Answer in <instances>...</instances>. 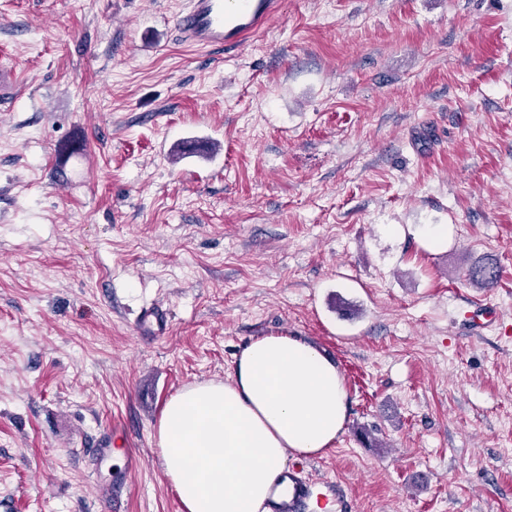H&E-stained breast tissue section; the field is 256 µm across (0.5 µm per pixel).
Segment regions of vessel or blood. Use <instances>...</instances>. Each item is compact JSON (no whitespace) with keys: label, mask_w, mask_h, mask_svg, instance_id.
Masks as SVG:
<instances>
[{"label":"vessel or blood","mask_w":512,"mask_h":512,"mask_svg":"<svg viewBox=\"0 0 512 512\" xmlns=\"http://www.w3.org/2000/svg\"><path fill=\"white\" fill-rule=\"evenodd\" d=\"M280 5L281 0H188L176 27L190 45L237 49L278 14ZM325 486L296 468L282 470L273 480L266 512H308L311 502L327 501Z\"/></svg>","instance_id":"1"}]
</instances>
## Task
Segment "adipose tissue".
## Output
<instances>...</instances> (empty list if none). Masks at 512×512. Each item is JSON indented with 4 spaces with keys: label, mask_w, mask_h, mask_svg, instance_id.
<instances>
[{
    "label": "adipose tissue",
    "mask_w": 512,
    "mask_h": 512,
    "mask_svg": "<svg viewBox=\"0 0 512 512\" xmlns=\"http://www.w3.org/2000/svg\"><path fill=\"white\" fill-rule=\"evenodd\" d=\"M347 414L334 362L301 337L268 335L242 348L229 380L172 396L156 440L185 512H259L288 452L331 447Z\"/></svg>",
    "instance_id": "obj_1"
}]
</instances>
